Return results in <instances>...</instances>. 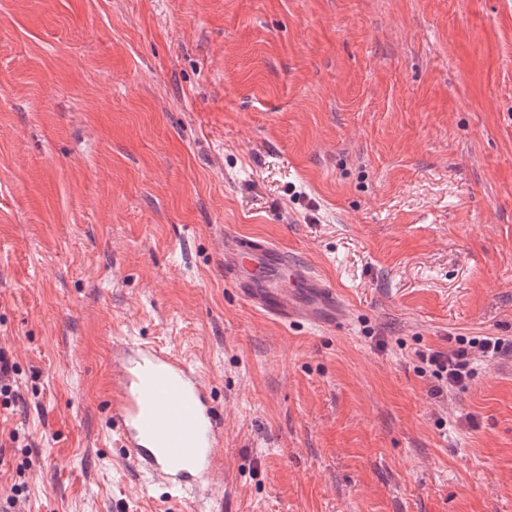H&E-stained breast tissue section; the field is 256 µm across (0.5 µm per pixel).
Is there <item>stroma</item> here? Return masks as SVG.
<instances>
[{"label":"stroma","mask_w":512,"mask_h":512,"mask_svg":"<svg viewBox=\"0 0 512 512\" xmlns=\"http://www.w3.org/2000/svg\"><path fill=\"white\" fill-rule=\"evenodd\" d=\"M306 262L347 326L269 319L224 233ZM512 0H0V504L197 512L119 458L112 344L196 364L223 512H512ZM457 347L448 352L429 350L420 355L437 382L431 393L440 395L448 389H464L475 373L474 365L480 358H493L512 349L501 338L491 336L456 337ZM16 364L4 350L0 349V407L10 409L17 401L18 395L14 388L13 374Z\"/></svg>","instance_id":"obj_1"}]
</instances>
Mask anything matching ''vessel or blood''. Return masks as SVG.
Instances as JSON below:
<instances>
[{
    "mask_svg": "<svg viewBox=\"0 0 512 512\" xmlns=\"http://www.w3.org/2000/svg\"><path fill=\"white\" fill-rule=\"evenodd\" d=\"M224 278L255 310L285 323L347 325L333 288L284 249L224 234ZM108 425L124 460L153 484L190 490L212 505L223 468L224 419L202 372L178 353L141 340L112 345Z\"/></svg>",
    "mask_w": 512,
    "mask_h": 512,
    "instance_id": "1",
    "label": "vessel or blood"
}]
</instances>
